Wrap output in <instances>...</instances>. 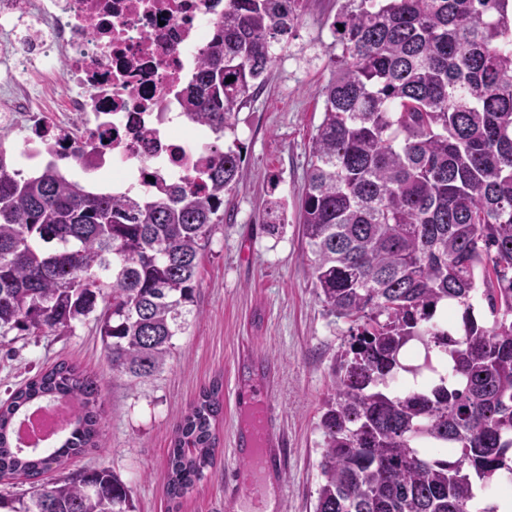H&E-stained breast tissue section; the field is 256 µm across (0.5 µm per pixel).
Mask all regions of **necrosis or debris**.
I'll list each match as a JSON object with an SVG mask.
<instances>
[{"label":"necrosis or debris","mask_w":512,"mask_h":512,"mask_svg":"<svg viewBox=\"0 0 512 512\" xmlns=\"http://www.w3.org/2000/svg\"><path fill=\"white\" fill-rule=\"evenodd\" d=\"M223 13L224 0H0L5 175L62 164L161 200L205 169L214 135L183 89Z\"/></svg>","instance_id":"obj_1"}]
</instances>
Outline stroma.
<instances>
[{"label": "stroma", "mask_w": 512, "mask_h": 512, "mask_svg": "<svg viewBox=\"0 0 512 512\" xmlns=\"http://www.w3.org/2000/svg\"><path fill=\"white\" fill-rule=\"evenodd\" d=\"M336 0H303L300 18L257 97L239 109L241 177L224 200L198 269V290L186 331L160 373L144 381L113 375L94 319L47 336H0V400L34 368L66 361L103 383L97 447L67 471L107 467L132 491L136 512L172 511L163 493L173 427L214 379L224 382L218 452L207 477L176 512H243L224 501V474L233 463L240 423L237 374L244 365H275L276 427L287 437L281 512H313L320 482V408L333 384L330 367L350 340L345 321H330L312 284L296 222L306 191L309 141L322 119V88L332 76L329 25ZM286 205L288 225L275 238L262 229L271 201Z\"/></svg>", "instance_id": "1"}]
</instances>
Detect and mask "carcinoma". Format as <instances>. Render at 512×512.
Here are the masks:
<instances>
[{"label": "carcinoma", "instance_id": "obj_1", "mask_svg": "<svg viewBox=\"0 0 512 512\" xmlns=\"http://www.w3.org/2000/svg\"><path fill=\"white\" fill-rule=\"evenodd\" d=\"M184 89L218 146L166 199L92 193L53 167L0 177V335L64 332L100 311L112 372L148 379L169 359L196 299L200 258L224 223L241 165L237 111L284 49L301 0H229ZM343 29H338V25ZM340 54L322 90L298 224L317 298L353 330L333 367L319 429L314 512H497L474 506L512 483V0H343ZM235 80L227 83L225 79ZM270 204L263 230L284 232ZM486 304L492 322L475 316ZM103 308H98V305ZM420 345L451 363L438 382L389 392ZM103 386L65 361L0 403V475L28 480L10 512H133L109 468L41 477L94 445ZM68 400L51 452L13 445L16 413ZM222 383L176 422L164 492L177 505L213 467Z\"/></svg>", "mask_w": 512, "mask_h": 512}]
</instances>
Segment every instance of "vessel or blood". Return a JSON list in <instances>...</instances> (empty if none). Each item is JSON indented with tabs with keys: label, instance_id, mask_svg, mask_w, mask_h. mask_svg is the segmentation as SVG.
Instances as JSON below:
<instances>
[{
	"label": "vessel or blood",
	"instance_id": "obj_1",
	"mask_svg": "<svg viewBox=\"0 0 512 512\" xmlns=\"http://www.w3.org/2000/svg\"><path fill=\"white\" fill-rule=\"evenodd\" d=\"M272 374H259L236 392L237 402L248 403L254 418L248 432H237L235 463L224 482V499L246 502L248 512H266L265 479L269 474L284 471L287 452L283 437L274 435L271 394Z\"/></svg>",
	"mask_w": 512,
	"mask_h": 512
}]
</instances>
